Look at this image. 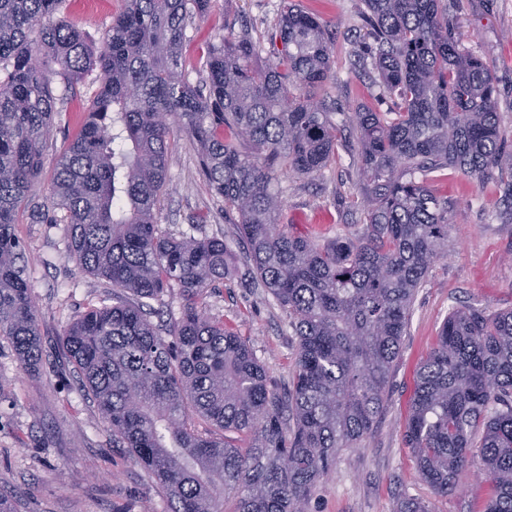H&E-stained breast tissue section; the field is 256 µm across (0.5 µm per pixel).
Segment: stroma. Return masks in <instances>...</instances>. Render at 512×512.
<instances>
[{
  "label": "stroma",
  "instance_id": "stroma-1",
  "mask_svg": "<svg viewBox=\"0 0 512 512\" xmlns=\"http://www.w3.org/2000/svg\"><path fill=\"white\" fill-rule=\"evenodd\" d=\"M288 1L214 0L209 12L193 16L185 46L193 66L191 82L205 79L204 54L215 35L250 33L262 45L254 66L276 63L281 48L277 24ZM292 1L319 18L333 43L327 92L338 109V146L335 160L320 173H281L274 187L283 201L288 232L316 236L323 244L343 234L359 235L365 228L359 143L344 115L361 106L386 112L391 103L373 86L371 64L357 63L353 56L367 30L359 0ZM443 2L464 44L492 71L500 132L512 147V0ZM123 4L104 0L90 14L79 0H69L59 18L84 31L89 45L96 47ZM97 88L96 74H89L60 101L62 116L54 144L44 151L40 187L51 182L63 145L80 129ZM168 171L160 231L177 236L196 220L197 236L224 239L229 265L223 281L208 293L210 312L246 340L270 384L286 389L298 349L288 313L263 289L252 287L247 247L224 212L223 197L200 178L197 152L179 127L173 133ZM427 182L448 204V255L434 263L415 296L384 415L364 442L339 453L310 512H396L405 497L428 504L434 512H483L490 495V483L476 463L461 476L456 494L437 496L418 476L405 443V426L417 372L448 315L461 307L490 313L512 308V224L498 217L494 181L481 183L444 170L430 173ZM15 232L29 255L44 355L42 365L27 372L14 350L0 345V493L14 498L16 512H114L119 506L131 512H164L153 479L133 463L127 449L113 447L106 423L72 367L57 359L67 325L90 305L108 299L110 284L67 259L63 225L27 220Z\"/></svg>",
  "mask_w": 512,
  "mask_h": 512
}]
</instances>
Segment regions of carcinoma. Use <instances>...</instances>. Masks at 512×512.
I'll return each instance as SVG.
<instances>
[{
    "label": "carcinoma",
    "mask_w": 512,
    "mask_h": 512,
    "mask_svg": "<svg viewBox=\"0 0 512 512\" xmlns=\"http://www.w3.org/2000/svg\"><path fill=\"white\" fill-rule=\"evenodd\" d=\"M66 0H0V344L26 369L42 360L22 216L66 225L67 256L112 285L66 329L58 357L105 418L112 443L156 482L165 512H309L336 455L373 431L415 295L448 252V204L418 173L493 179L512 220V151L501 144L489 66L448 24L443 0H360L363 45L392 112L349 116L366 181V228L321 245L279 223L275 172L316 174L336 158L321 92L333 44L297 5L280 16L275 66L257 69L246 36L211 43L205 86L188 77L187 21L212 0H126L101 46L55 16ZM97 72L86 121L34 192L55 127L58 89ZM238 217L259 287L288 310L296 370L282 392L247 342L209 313L224 279L217 237L159 230L173 128ZM250 144L252 151L242 150ZM183 303L167 335L152 300ZM235 437L230 438L228 434ZM406 442L419 477L446 496L474 458L512 512V309L453 311L421 364Z\"/></svg>",
    "instance_id": "carcinoma-1"
}]
</instances>
